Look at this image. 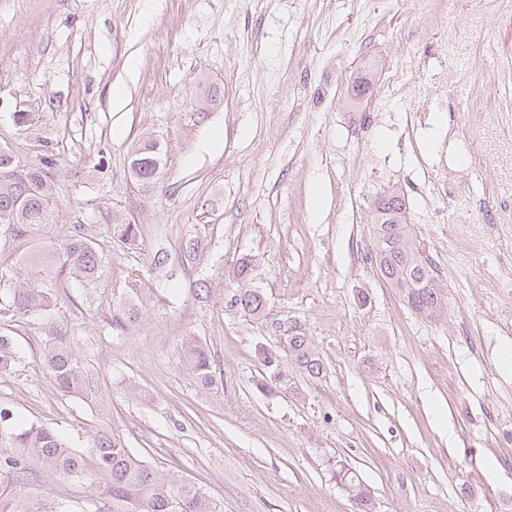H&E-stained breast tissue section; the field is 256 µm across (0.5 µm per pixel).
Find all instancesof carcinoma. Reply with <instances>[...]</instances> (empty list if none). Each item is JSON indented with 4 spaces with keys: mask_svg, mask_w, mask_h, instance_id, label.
Masks as SVG:
<instances>
[{
    "mask_svg": "<svg viewBox=\"0 0 512 512\" xmlns=\"http://www.w3.org/2000/svg\"><path fill=\"white\" fill-rule=\"evenodd\" d=\"M162 168L158 144L147 141L130 152V173L142 186H150ZM56 187L48 167H29L10 150L0 149V223L18 240L37 236L43 226L54 223ZM372 258L381 276L389 280L415 313L431 316L440 310L444 295L437 284L435 268L422 257L410 238L404 196L394 190L375 206ZM107 238L123 244L138 242L139 225L116 220L106 225ZM104 241L91 224L77 223L64 243L44 245L41 253L27 262V277L4 293L0 313L33 316L53 304V282L63 276L86 283L97 280L105 267ZM252 261L242 258L231 271L236 283L228 304L248 315L264 313L266 299L251 286ZM140 307L128 303L115 313L116 326L137 321ZM288 353L311 377L323 370L320 358L302 334L287 339ZM183 356L198 383L210 388L215 383L213 359L193 337L184 338ZM17 361L8 336H0V371ZM45 369L61 391L84 393L95 390V381L80 363L65 337L56 336L43 354ZM0 512H73L70 505L56 501L34 487L33 469L86 489L89 512H218L201 488L186 478L151 466L114 433L99 430L85 451L73 449L55 428L45 424L15 427L9 413L0 410ZM336 480L348 493L358 512H372L371 494L357 472L336 470Z\"/></svg>",
    "mask_w": 512,
    "mask_h": 512,
    "instance_id": "obj_1",
    "label": "carcinoma"
}]
</instances>
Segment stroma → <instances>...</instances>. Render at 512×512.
<instances>
[{"instance_id": "1", "label": "stroma", "mask_w": 512, "mask_h": 512, "mask_svg": "<svg viewBox=\"0 0 512 512\" xmlns=\"http://www.w3.org/2000/svg\"><path fill=\"white\" fill-rule=\"evenodd\" d=\"M491 2L459 0L461 14L488 13L470 64L479 97L499 92L495 63L512 53V15ZM447 50L416 0H0V148L49 163L58 191L38 241L0 229V294L73 224L105 231L114 210L143 233L113 245L94 283L58 281L41 315H0L18 356L0 373V408L79 451L110 429L222 512H356L340 461L374 512H512V372L498 361L512 343V223L484 221L512 186L476 113L455 100L414 110L452 78L434 66ZM405 69L411 84L376 105ZM146 140L163 153L149 188L127 171ZM394 190L444 290L430 317L371 259V212ZM454 194L471 211L435 223ZM243 257L266 298L258 317L227 306ZM135 295L138 320L113 328L115 305ZM59 331L95 396L66 395L44 369ZM294 334L310 339L320 377L285 355ZM187 336L211 354L214 389L183 358ZM336 480L342 485L359 512H371V494L363 484L359 475L352 468L339 467L336 470Z\"/></svg>"}]
</instances>
